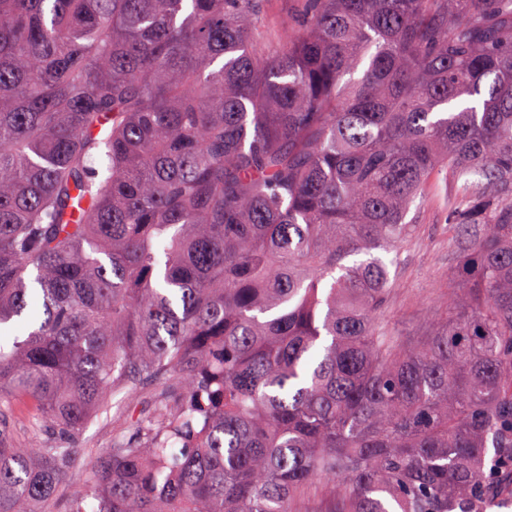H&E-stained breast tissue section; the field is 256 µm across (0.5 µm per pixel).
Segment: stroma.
I'll list each match as a JSON object with an SVG mask.
<instances>
[{
    "label": "stroma",
    "mask_w": 512,
    "mask_h": 512,
    "mask_svg": "<svg viewBox=\"0 0 512 512\" xmlns=\"http://www.w3.org/2000/svg\"><path fill=\"white\" fill-rule=\"evenodd\" d=\"M440 195V188L434 186L424 191L408 215L414 234L384 257L395 283L388 297L387 321L407 340L423 335L445 316L456 283L459 253L450 241L448 210ZM125 423V414L108 405L70 441L92 458L111 448L113 432Z\"/></svg>",
    "instance_id": "1"
}]
</instances>
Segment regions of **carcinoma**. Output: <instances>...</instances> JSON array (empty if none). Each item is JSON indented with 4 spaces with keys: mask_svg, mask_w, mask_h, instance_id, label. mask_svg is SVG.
<instances>
[{
    "mask_svg": "<svg viewBox=\"0 0 512 512\" xmlns=\"http://www.w3.org/2000/svg\"><path fill=\"white\" fill-rule=\"evenodd\" d=\"M0 0V512L159 384L68 512H488L512 496V0ZM463 286L385 321L425 188ZM363 256L351 263L347 259ZM301 1L303 0H262L261 15L267 23L275 26L279 37L287 38L288 33H291L288 24L298 18ZM34 412L31 409H16L10 431L15 445H29L32 441L34 427Z\"/></svg>",
    "mask_w": 512,
    "mask_h": 512,
    "instance_id": "carcinoma-1",
    "label": "carcinoma"
}]
</instances>
